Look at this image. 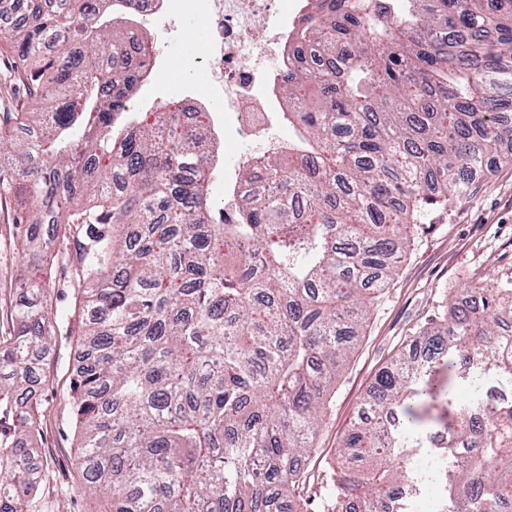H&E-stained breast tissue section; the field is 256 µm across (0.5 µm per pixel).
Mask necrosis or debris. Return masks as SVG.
Returning <instances> with one entry per match:
<instances>
[{
  "instance_id": "obj_1",
  "label": "necrosis or debris",
  "mask_w": 512,
  "mask_h": 512,
  "mask_svg": "<svg viewBox=\"0 0 512 512\" xmlns=\"http://www.w3.org/2000/svg\"><path fill=\"white\" fill-rule=\"evenodd\" d=\"M283 0H140V15L154 23L159 14L174 16L196 8L209 32L203 62L211 82L222 91L224 109L240 134L250 140L269 135L284 118L276 85L279 74L270 59L288 60V41L296 35L293 9Z\"/></svg>"
}]
</instances>
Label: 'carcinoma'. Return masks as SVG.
<instances>
[{"mask_svg": "<svg viewBox=\"0 0 512 512\" xmlns=\"http://www.w3.org/2000/svg\"><path fill=\"white\" fill-rule=\"evenodd\" d=\"M125 0H14L3 33L34 107L0 118V199L83 236L74 410L82 490L102 512H305V462L370 302L426 208L511 162L512 0H308L279 86L296 137L244 166L235 223L215 213L212 113L132 112L153 43L117 29ZM375 376L322 478L326 512H388L403 483L446 486L445 512H512V282L465 288ZM51 289L29 285L0 339V512L42 478L32 390L51 355ZM468 391L457 405L456 389ZM456 414L432 467L431 403Z\"/></svg>", "mask_w": 512, "mask_h": 512, "instance_id": "cac0c4a2", "label": "carcinoma"}]
</instances>
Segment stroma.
<instances>
[{
    "label": "stroma",
    "instance_id": "stroma-1",
    "mask_svg": "<svg viewBox=\"0 0 512 512\" xmlns=\"http://www.w3.org/2000/svg\"><path fill=\"white\" fill-rule=\"evenodd\" d=\"M125 29L153 41L161 58L149 81L134 96L138 109L175 100L181 81L174 70L193 71L190 89L197 102L212 106L217 95L208 71L187 50L203 46L207 32L201 18L189 12L160 25L133 17ZM22 67L12 53L0 49V109L18 110L27 96L18 75ZM21 204L0 202V338L12 336L13 307L26 282L44 279L51 288L54 345L45 361L37 390L35 446L43 464V481L30 512H100L102 500L81 493L77 467L73 375L81 341V297L74 278L77 236L55 242V228L44 226L50 238L49 266L24 256L14 217ZM512 281V163L490 166L470 193L453 205L429 207L410 250L371 306L356 348L340 370L328 414L315 438L309 462L307 512H324L322 473L333 462L341 434L358 421L375 373L386 366L413 336L440 316L461 289L475 281Z\"/></svg>",
    "mask_w": 512,
    "mask_h": 512
}]
</instances>
